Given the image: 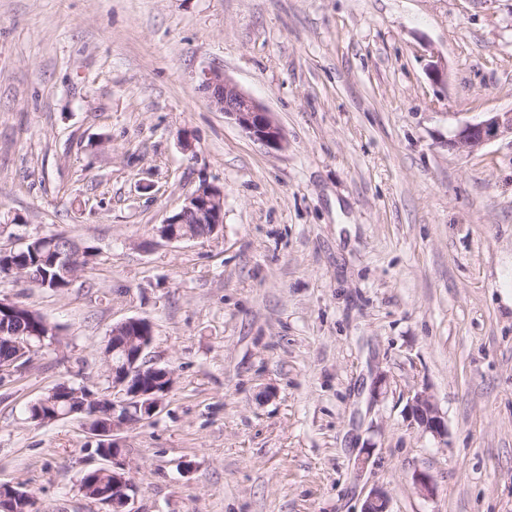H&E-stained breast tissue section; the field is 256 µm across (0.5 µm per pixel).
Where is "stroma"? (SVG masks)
I'll return each mask as SVG.
<instances>
[{"instance_id":"obj_1","label":"stroma","mask_w":512,"mask_h":512,"mask_svg":"<svg viewBox=\"0 0 512 512\" xmlns=\"http://www.w3.org/2000/svg\"><path fill=\"white\" fill-rule=\"evenodd\" d=\"M216 71L282 147L211 104ZM511 109L512 0H0V249H97L62 293L0 274L61 336L0 378V484L103 512L83 418L26 408L64 380L111 393L101 347L144 318L173 384L117 433L132 512H361L374 489L512 512V139L448 145ZM204 182L222 230L160 238ZM417 391L444 439L408 418ZM212 105L233 120L248 137L272 148L282 145V129L273 120L268 109L232 80L220 72H213L202 84Z\"/></svg>"}]
</instances>
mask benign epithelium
<instances>
[{"instance_id": "benign-epithelium-1", "label": "benign epithelium", "mask_w": 512, "mask_h": 512, "mask_svg": "<svg viewBox=\"0 0 512 512\" xmlns=\"http://www.w3.org/2000/svg\"><path fill=\"white\" fill-rule=\"evenodd\" d=\"M212 105L224 116L233 120L248 137L272 148L282 145V129L273 120L268 109L232 80L220 72H213L202 84ZM512 136V109L505 112H489L476 123L466 122L459 126L449 146L459 153L472 154L484 145L501 137ZM224 223V191L210 183H202L183 202L180 210L168 217L159 234L168 241L180 236L168 230L170 224H222ZM19 353L32 349L31 338H44L38 331L18 330L14 333ZM112 351H123L124 361L112 365V421L104 422L94 431L97 454L111 463L112 496L104 499L91 496L86 490L81 493L100 504L112 508L113 512H133L129 509L134 483L120 452L119 439L115 431L128 423L134 413L144 417L154 415L161 403L158 384L171 378L165 368L152 365L143 359V354L154 341L149 321L131 318L112 327ZM407 412L426 433L439 438L445 433V419L430 395L417 392L410 396ZM27 495V492L11 485H0V512H12L11 503ZM362 512H387V499L383 491L375 489L364 501Z\"/></svg>"}]
</instances>
